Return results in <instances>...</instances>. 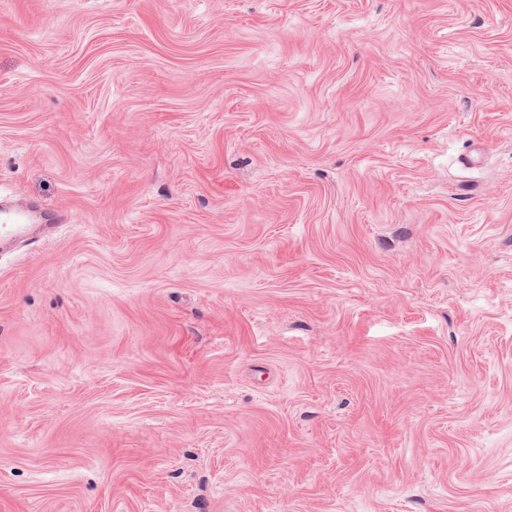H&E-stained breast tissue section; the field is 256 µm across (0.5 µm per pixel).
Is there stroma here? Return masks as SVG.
<instances>
[{"label": "stroma", "mask_w": 512, "mask_h": 512, "mask_svg": "<svg viewBox=\"0 0 512 512\" xmlns=\"http://www.w3.org/2000/svg\"><path fill=\"white\" fill-rule=\"evenodd\" d=\"M0 512H512V0H0Z\"/></svg>", "instance_id": "stroma-1"}]
</instances>
